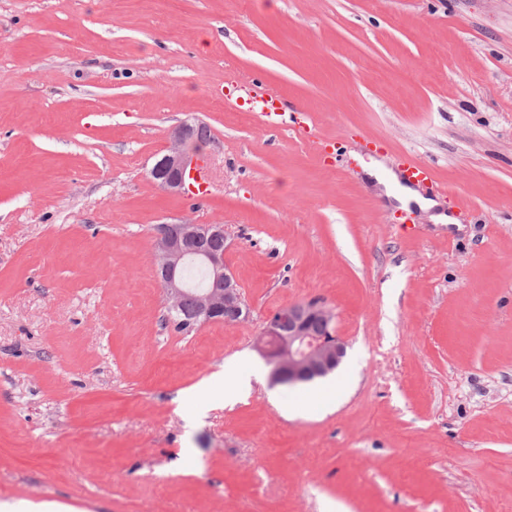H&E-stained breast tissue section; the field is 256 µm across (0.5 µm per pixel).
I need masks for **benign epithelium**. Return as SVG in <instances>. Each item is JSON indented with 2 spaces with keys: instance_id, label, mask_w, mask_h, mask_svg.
<instances>
[{
  "instance_id": "7a95c632",
  "label": "benign epithelium",
  "mask_w": 512,
  "mask_h": 512,
  "mask_svg": "<svg viewBox=\"0 0 512 512\" xmlns=\"http://www.w3.org/2000/svg\"><path fill=\"white\" fill-rule=\"evenodd\" d=\"M197 133L198 126L191 123L171 130L164 153L150 170L153 181L164 192L186 191L187 181L203 154V149L196 148ZM203 239L225 240L224 225L186 222L183 235L173 238L166 226L159 224L152 243L154 264L165 273L162 287L171 317L189 331L207 322L240 324L250 316L240 286L224 262V252L198 249L196 243ZM189 262L205 268L207 287L190 288L182 275ZM190 293L195 299V310L185 314L180 302ZM228 312L233 319L224 317ZM332 321V313L315 301L289 305L267 320L259 351L271 366L272 382H307L336 369L346 348L333 332ZM317 324L325 326L324 332L315 330Z\"/></svg>"
}]
</instances>
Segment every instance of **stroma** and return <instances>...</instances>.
I'll list each match as a JSON object with an SVG mask.
<instances>
[{
    "mask_svg": "<svg viewBox=\"0 0 512 512\" xmlns=\"http://www.w3.org/2000/svg\"><path fill=\"white\" fill-rule=\"evenodd\" d=\"M185 120L195 206L149 176ZM378 153L454 223L377 197ZM186 220L224 226L246 323L174 332L152 240ZM313 299L350 386L288 415L256 344ZM228 362L260 381L194 418ZM44 501L512 512V0H0V503ZM402 177L406 182L413 183L419 182L421 185L428 189H432L434 184L432 183V176L430 169L427 165L415 160L407 159L404 166L401 168ZM431 185V187L429 186Z\"/></svg>",
    "mask_w": 512,
    "mask_h": 512,
    "instance_id": "1",
    "label": "stroma"
}]
</instances>
